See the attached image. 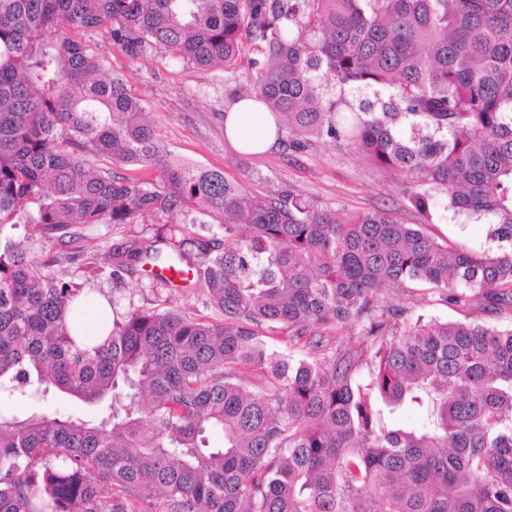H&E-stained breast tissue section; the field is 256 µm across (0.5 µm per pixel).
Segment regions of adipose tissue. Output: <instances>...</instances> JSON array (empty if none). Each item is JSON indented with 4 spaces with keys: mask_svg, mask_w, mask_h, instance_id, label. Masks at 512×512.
Listing matches in <instances>:
<instances>
[{
    "mask_svg": "<svg viewBox=\"0 0 512 512\" xmlns=\"http://www.w3.org/2000/svg\"><path fill=\"white\" fill-rule=\"evenodd\" d=\"M227 139L246 153H263L278 142L274 116L265 112L261 103L239 100L224 119Z\"/></svg>",
    "mask_w": 512,
    "mask_h": 512,
    "instance_id": "obj_1",
    "label": "adipose tissue"
}]
</instances>
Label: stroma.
Listing matches in <instances>:
<instances>
[{"instance_id": "stroma-1", "label": "stroma", "mask_w": 512, "mask_h": 512, "mask_svg": "<svg viewBox=\"0 0 512 512\" xmlns=\"http://www.w3.org/2000/svg\"><path fill=\"white\" fill-rule=\"evenodd\" d=\"M84 39L109 58L113 72L124 75L144 99L157 137L176 155L222 171L256 195H301L346 212L385 210L403 223L421 224L406 205V181L369 162L346 143L318 142L297 152L289 147L291 135L285 131L272 152L258 155L235 149L225 135L224 115L241 90L251 85L254 71L247 60H240L231 74L219 68L203 71L173 63L158 50L128 59L99 30L87 31ZM422 226L428 235L455 247L478 251L490 244L489 225L461 217L445 215ZM93 286L110 295L120 313L132 304L159 308L166 302L202 315L210 312L201 294L188 288L170 293L139 270L126 274L119 283L101 274ZM383 302L428 320H461L466 315L434 290L421 299L393 290Z\"/></svg>"}]
</instances>
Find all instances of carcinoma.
Wrapping results in <instances>:
<instances>
[{"mask_svg":"<svg viewBox=\"0 0 512 512\" xmlns=\"http://www.w3.org/2000/svg\"><path fill=\"white\" fill-rule=\"evenodd\" d=\"M88 29L131 60L229 72L255 54L247 96L290 147L343 141L493 246L171 157ZM147 216L163 229L82 282L28 260L31 241ZM149 265L191 275L215 315L131 308L80 346L102 267L118 283ZM412 285L512 311V0H0V393L26 405L0 412V512H512V328L383 304ZM51 396L102 410L48 414ZM409 408L421 425L391 423ZM421 228L439 241H446L454 247L472 251L481 250L492 243L487 238L491 229L489 224L466 221L463 217L452 219L451 215H444L432 223L423 224Z\"/></svg>","mask_w":512,"mask_h":512,"instance_id":"obj_1","label":"carcinoma"}]
</instances>
